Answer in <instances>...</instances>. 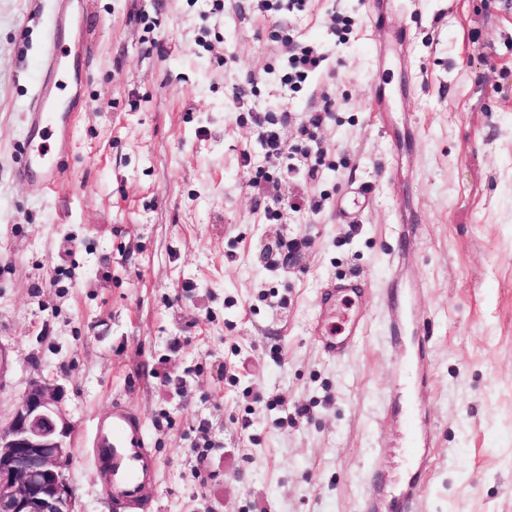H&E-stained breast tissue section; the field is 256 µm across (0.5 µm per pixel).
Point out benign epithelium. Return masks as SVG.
Returning <instances> with one entry per match:
<instances>
[{"label": "benign epithelium", "mask_w": 512, "mask_h": 512, "mask_svg": "<svg viewBox=\"0 0 512 512\" xmlns=\"http://www.w3.org/2000/svg\"><path fill=\"white\" fill-rule=\"evenodd\" d=\"M62 400L58 386L34 379L0 424V512H77L67 476L75 424Z\"/></svg>", "instance_id": "benign-epithelium-1"}]
</instances>
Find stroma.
<instances>
[{"label": "stroma", "mask_w": 512, "mask_h": 512, "mask_svg": "<svg viewBox=\"0 0 512 512\" xmlns=\"http://www.w3.org/2000/svg\"><path fill=\"white\" fill-rule=\"evenodd\" d=\"M53 5L0 0V420L31 380L62 389L80 512H112L84 436L116 397L156 459L145 512H359L368 464L391 494L410 476V418L432 454L416 512H512V0H390L376 20L371 0H73L75 118L48 184L21 171ZM298 44L323 62L287 93ZM352 271L367 325L334 358L310 327ZM395 277L426 356L387 336ZM259 138L268 158L280 160L288 155V146L276 128L261 127Z\"/></svg>", "instance_id": "1"}]
</instances>
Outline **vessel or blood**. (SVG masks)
<instances>
[{"label": "vessel or blood", "instance_id": "obj_1", "mask_svg": "<svg viewBox=\"0 0 512 512\" xmlns=\"http://www.w3.org/2000/svg\"><path fill=\"white\" fill-rule=\"evenodd\" d=\"M62 51L57 42H49L41 60L42 84L28 114V144L31 150L28 174L50 180L55 172L49 138L55 131L65 130L72 121L59 93L65 84L61 66ZM361 279L345 276L332 285L320 302L319 315L311 332L323 351L332 357L349 353L362 335L365 317L354 305ZM403 301L394 288H386L383 298L384 317L392 342L404 337L400 320ZM88 446L107 499L113 512H141L143 490L156 469L144 425L137 413L124 401L116 399L97 413L88 435ZM414 473L402 486L394 500H387V478L383 470L370 467L366 475L367 492L360 512H415L416 498L427 488L429 456L426 449H416Z\"/></svg>", "mask_w": 512, "mask_h": 512}]
</instances>
